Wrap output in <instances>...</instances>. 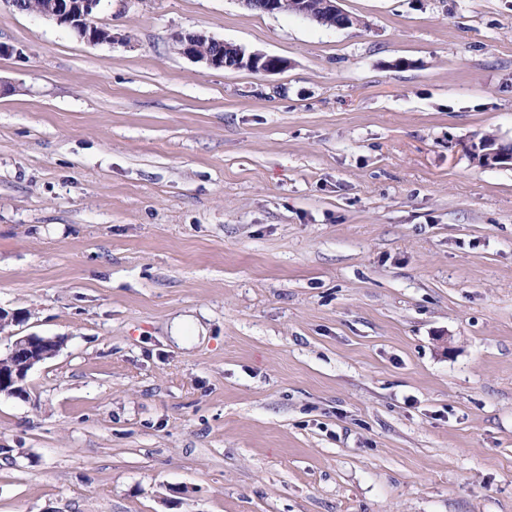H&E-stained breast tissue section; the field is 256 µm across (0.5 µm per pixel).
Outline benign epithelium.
I'll return each instance as SVG.
<instances>
[{
    "instance_id": "obj_1",
    "label": "benign epithelium",
    "mask_w": 512,
    "mask_h": 512,
    "mask_svg": "<svg viewBox=\"0 0 512 512\" xmlns=\"http://www.w3.org/2000/svg\"><path fill=\"white\" fill-rule=\"evenodd\" d=\"M101 0H51L47 8L41 12V17L55 22L61 27L72 31L79 39L88 43H110L114 36L111 30L96 24V15ZM245 8L259 9L263 13L276 14L288 8V0H239ZM294 11L306 19H318L326 14L338 17L335 27L350 26L348 14L338 5L337 0H303L293 6ZM175 50L182 56L197 62H203L215 70L247 69L254 73L271 74L283 70L286 61L260 52H248L244 48L219 40L204 31L177 30L170 35ZM208 44L223 49L219 54L202 51V46ZM482 164L485 166L512 164V151L497 150L482 154ZM61 341L37 335L21 336L11 346L9 356L24 359V372L19 379L26 377L25 371L36 364L52 357L58 351Z\"/></svg>"
}]
</instances>
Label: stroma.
<instances>
[{"instance_id":"stroma-1","label":"stroma","mask_w":512,"mask_h":512,"mask_svg":"<svg viewBox=\"0 0 512 512\" xmlns=\"http://www.w3.org/2000/svg\"><path fill=\"white\" fill-rule=\"evenodd\" d=\"M339 5L0 0V512H512V0ZM16 11L38 14L47 0H6ZM101 0H51L41 17L55 22L72 31L80 40L88 43H112L114 36L110 29L96 24V15ZM288 1H303L298 5H292V8L298 15L306 19L319 20L322 14H326L330 17L335 16V24H333L335 27H351L348 19L349 15L339 7L335 0H240V3L249 10L260 9L263 13L276 14L288 9ZM336 15L338 16L337 23ZM332 21L331 18L325 17L319 20L318 23L330 27ZM170 40L175 50L182 56L197 62H203L207 67L215 70H241L247 69L254 73L271 74L283 70L286 61L260 52H247L238 45L224 42L198 30H177L171 33ZM223 48L220 54H211L202 51L203 45ZM206 45V46H207ZM212 45V46H211ZM61 341L57 338H49L37 335L21 336L14 341L8 357L19 356L26 359L23 369L18 377L21 381L26 377L25 370L33 368L36 364L51 358L58 351Z\"/></svg>"}]
</instances>
